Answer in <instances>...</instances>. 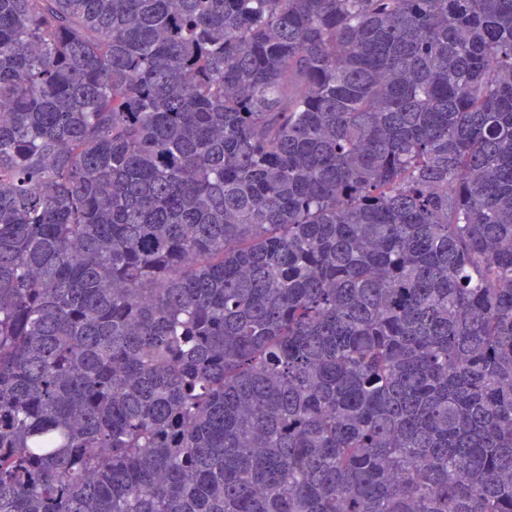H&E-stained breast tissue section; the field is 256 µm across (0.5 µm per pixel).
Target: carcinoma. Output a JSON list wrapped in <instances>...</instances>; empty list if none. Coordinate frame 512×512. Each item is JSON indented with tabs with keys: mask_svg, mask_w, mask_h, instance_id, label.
<instances>
[{
	"mask_svg": "<svg viewBox=\"0 0 512 512\" xmlns=\"http://www.w3.org/2000/svg\"><path fill=\"white\" fill-rule=\"evenodd\" d=\"M0 512H512V0H0Z\"/></svg>",
	"mask_w": 512,
	"mask_h": 512,
	"instance_id": "1",
	"label": "carcinoma"
}]
</instances>
